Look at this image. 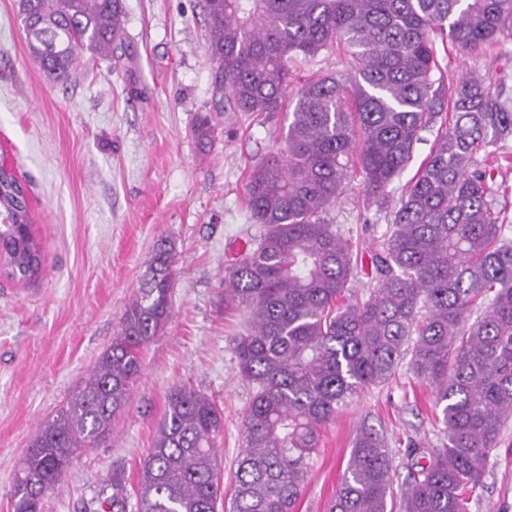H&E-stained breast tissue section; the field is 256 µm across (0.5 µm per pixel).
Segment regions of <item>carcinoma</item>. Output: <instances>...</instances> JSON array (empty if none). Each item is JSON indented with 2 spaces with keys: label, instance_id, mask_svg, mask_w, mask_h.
I'll use <instances>...</instances> for the list:
<instances>
[{
  "label": "carcinoma",
  "instance_id": "1",
  "mask_svg": "<svg viewBox=\"0 0 512 512\" xmlns=\"http://www.w3.org/2000/svg\"><path fill=\"white\" fill-rule=\"evenodd\" d=\"M213 92L226 112L288 114L282 145L249 171L246 204L259 234L224 276V309L246 313L235 340L253 387L229 512H294L307 459L339 405L386 382L406 353L435 392L448 444L407 449L400 512H468L489 453L512 419V240L489 163L512 168V91L476 72L445 81L436 39L467 54L512 41V0H202ZM43 71L70 76L79 53L112 57L124 0H19ZM347 70L295 74L322 53ZM433 145L391 207L382 239L360 251L330 211L351 180L384 205L423 133ZM210 152L209 114L193 126ZM486 151L485 160L477 158ZM0 264L20 282L42 272L28 196L0 177ZM175 249L160 240L120 331L69 400L32 435L12 484L13 512H42L71 458L112 436L140 372L141 348L171 318ZM365 273L373 289L349 295ZM214 399L175 389L130 503L123 479L101 512L224 508ZM392 457L363 427L328 512H388Z\"/></svg>",
  "mask_w": 512,
  "mask_h": 512
}]
</instances>
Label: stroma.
Returning <instances> with one entry per match:
<instances>
[{"mask_svg": "<svg viewBox=\"0 0 512 512\" xmlns=\"http://www.w3.org/2000/svg\"><path fill=\"white\" fill-rule=\"evenodd\" d=\"M118 64L84 57L68 81L32 56L18 0H0V166L25 187L44 274L26 284L0 273V512H13L18 461L111 344L159 239L176 247L172 317L142 352L126 410L103 445L74 455L45 512H101L112 472L134 491L171 392L189 385L224 411L219 451L232 485L252 387L235 337L246 316L225 310L221 281L258 233L245 203L250 167L279 143L286 113L219 118L216 146L200 156L191 136L214 109L201 0H124ZM449 73L495 69L512 77V43L444 58ZM331 215L340 233L369 246L387 230L385 209L364 206L351 183ZM393 456V489L408 475L406 449L439 448L448 433L428 383L401 363L386 383L339 407L307 461L297 512H327L360 426ZM469 512H512V422L487 461Z\"/></svg>", "mask_w": 512, "mask_h": 512, "instance_id": "stroma-1", "label": "stroma"}]
</instances>
